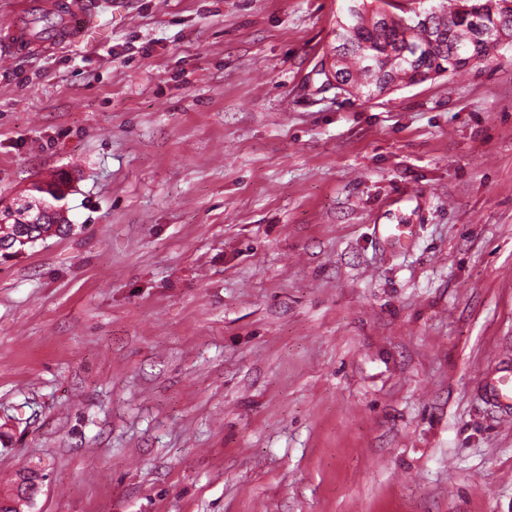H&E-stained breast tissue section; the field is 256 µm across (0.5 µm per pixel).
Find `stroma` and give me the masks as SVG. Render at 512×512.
I'll list each match as a JSON object with an SVG mask.
<instances>
[{
	"instance_id": "1",
	"label": "stroma",
	"mask_w": 512,
	"mask_h": 512,
	"mask_svg": "<svg viewBox=\"0 0 512 512\" xmlns=\"http://www.w3.org/2000/svg\"><path fill=\"white\" fill-rule=\"evenodd\" d=\"M343 0H100L0 54V489L24 512H512V45L324 87ZM383 224H408L400 245ZM69 190V176L55 175L49 179L35 180L18 195L11 204L2 208L0 204L1 228L10 233V238L19 242L28 241L27 225H31L30 238L35 242L41 236L43 224L52 217L53 220L65 217V206L61 202ZM7 224H11L10 229ZM34 242V243H35ZM490 396L504 407L501 423L512 425V371L494 377L487 382ZM37 480L38 475L36 470L27 468L23 471H20L14 481V486L11 489V492H7L6 494L0 493V512H21L23 507L27 505L20 504V494L26 493V491L30 489H37L38 485H36L35 482ZM27 481L29 484H25L23 486V483ZM14 503L16 506H12Z\"/></svg>"
}]
</instances>
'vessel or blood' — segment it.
<instances>
[{
    "label": "vessel or blood",
    "mask_w": 512,
    "mask_h": 512,
    "mask_svg": "<svg viewBox=\"0 0 512 512\" xmlns=\"http://www.w3.org/2000/svg\"><path fill=\"white\" fill-rule=\"evenodd\" d=\"M61 10L60 24L42 35L40 40L29 38L24 26L27 16L35 12ZM97 13L96 0H15L10 17L0 22V41L13 51L36 48L47 51L79 43L86 39L85 23ZM490 396L503 406V425H512V372L491 379L487 384Z\"/></svg>",
    "instance_id": "1"
}]
</instances>
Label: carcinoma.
<instances>
[{
    "label": "carcinoma",
    "instance_id": "1",
    "mask_svg": "<svg viewBox=\"0 0 512 512\" xmlns=\"http://www.w3.org/2000/svg\"><path fill=\"white\" fill-rule=\"evenodd\" d=\"M353 2L357 8L347 26L337 25L331 52L339 56L335 78L358 98L426 82L432 72L440 77L491 60L498 48L480 37L482 28L512 35V13L492 10V0H467V10L459 8V0H439L414 23L403 11H388L389 0ZM37 480L34 469L19 472L11 491L0 493V512H21L20 494Z\"/></svg>",
    "mask_w": 512,
    "mask_h": 512
}]
</instances>
